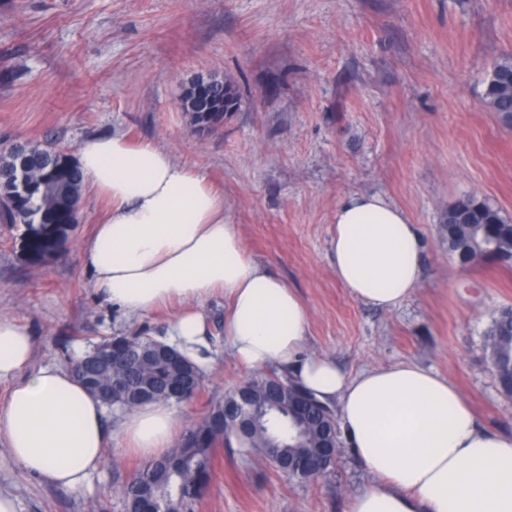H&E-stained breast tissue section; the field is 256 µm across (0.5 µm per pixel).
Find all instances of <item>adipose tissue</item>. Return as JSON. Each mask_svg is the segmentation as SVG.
<instances>
[{
	"instance_id": "adipose-tissue-1",
	"label": "adipose tissue",
	"mask_w": 512,
	"mask_h": 512,
	"mask_svg": "<svg viewBox=\"0 0 512 512\" xmlns=\"http://www.w3.org/2000/svg\"><path fill=\"white\" fill-rule=\"evenodd\" d=\"M86 182L108 210L82 248L105 299L143 316L183 303L165 341L207 367L203 304L224 299V336L242 366H274L322 402L336 405L349 452L373 479L347 512H512V435L476 419L458 388L411 363L350 376L307 354L309 312L296 290L244 246L224 218V195L200 170L151 142L120 134L78 150ZM336 278L349 295L391 309L422 276V241L405 212L377 194L336 208L331 236ZM27 327L0 317V437L20 469L49 485L82 490L105 461L112 432L105 406L74 373L33 368ZM179 419L164 403L127 413L125 452L156 460L171 452Z\"/></svg>"
}]
</instances>
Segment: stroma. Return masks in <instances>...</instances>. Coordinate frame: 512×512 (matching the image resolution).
Here are the masks:
<instances>
[{"label":"stroma","mask_w":512,"mask_h":512,"mask_svg":"<svg viewBox=\"0 0 512 512\" xmlns=\"http://www.w3.org/2000/svg\"><path fill=\"white\" fill-rule=\"evenodd\" d=\"M510 54L512 0H0V150L47 138L76 150L117 132L165 148L220 187L249 253L296 289L307 353L349 375L430 369L482 425L512 434V399L483 336L512 306V267L460 265L443 222L468 194L512 221V129L483 104L488 71ZM202 75L235 79L242 97L205 135L180 106ZM355 193L400 207L421 235V283L396 308L355 300L336 279L332 222ZM104 208L86 187L77 223L51 236L0 224V316L32 332L34 365L69 367L108 336L162 339L179 309L132 318L105 301L81 256ZM202 311L214 363L200 393L174 407L184 426L254 375L226 349L223 299ZM107 420L112 459L88 488L44 484L0 439V489L19 512H125L120 488L142 461L119 450L120 414ZM371 482L344 447L310 483L220 448L195 512H345Z\"/></svg>","instance_id":"obj_1"}]
</instances>
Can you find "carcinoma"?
I'll return each mask as SVG.
<instances>
[{"mask_svg":"<svg viewBox=\"0 0 512 512\" xmlns=\"http://www.w3.org/2000/svg\"><path fill=\"white\" fill-rule=\"evenodd\" d=\"M240 104V91L229 79L219 81L216 87L207 86L204 79L193 81L181 98V107L197 126L214 130V119L232 112ZM484 104L496 113L503 126H512V56H505L492 68ZM33 185L30 197L14 195L15 179L19 171ZM84 175L67 150L53 140H45L0 151V223L26 224L36 214L46 224H73L75 211L81 199ZM448 224V250L459 245L470 248L474 264L491 259L512 266V223L500 211L472 195L458 198L448 206L444 215ZM135 345L141 351L162 345L149 336H113L99 342L103 354L111 358V369L91 381L80 383L91 394L100 390L150 385L160 391L180 377L181 371L191 368L177 352L167 357L159 354L135 355L127 351ZM485 346L490 351L494 376L500 392L512 398V311L502 310L491 320L485 331ZM271 375L258 373L228 393H251L257 410L252 430L235 434L224 427V403H215L205 416L189 425L173 451L162 459L150 461L121 487L123 497L137 490L144 499L143 507L152 512H192L193 504L208 487L218 447H237L245 456L262 455L273 466L278 456L307 457L320 448L323 430L330 422L318 410L308 413L289 438L281 436L288 423V411H273L266 406L272 388Z\"/></svg>","mask_w":512,"mask_h":512,"instance_id":"1","label":"carcinoma"}]
</instances>
